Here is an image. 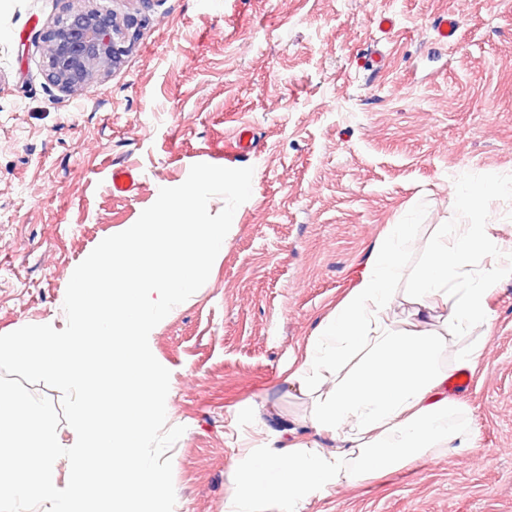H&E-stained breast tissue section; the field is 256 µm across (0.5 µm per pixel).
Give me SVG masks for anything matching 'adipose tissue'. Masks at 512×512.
<instances>
[{
	"instance_id": "adipose-tissue-1",
	"label": "adipose tissue",
	"mask_w": 512,
	"mask_h": 512,
	"mask_svg": "<svg viewBox=\"0 0 512 512\" xmlns=\"http://www.w3.org/2000/svg\"><path fill=\"white\" fill-rule=\"evenodd\" d=\"M415 243L413 225H390L288 376L309 402L311 427L332 447L297 441L285 428L279 449H245L229 512H306L331 488L473 448L469 411L445 388L452 372L477 369L483 344L473 332L489 325L491 288L512 278V261L483 263L495 246L485 224H442L425 267L407 279L402 255ZM403 279L407 288L396 292ZM398 298L410 307L401 321L386 314Z\"/></svg>"
}]
</instances>
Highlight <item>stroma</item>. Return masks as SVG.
Segmentation results:
<instances>
[{
    "label": "stroma",
    "instance_id": "obj_1",
    "mask_svg": "<svg viewBox=\"0 0 512 512\" xmlns=\"http://www.w3.org/2000/svg\"><path fill=\"white\" fill-rule=\"evenodd\" d=\"M110 14L121 63L75 96L49 86L42 36ZM392 16L391 31L377 20ZM454 16L457 36L435 24ZM385 59L379 71L360 58ZM255 147L233 151L241 128ZM253 167L207 282L152 331L170 372L174 512H227L244 443L330 447L288 382L318 323L389 225L461 224V180L503 187L482 214L512 244V0H0V335L63 329L72 271L192 165ZM139 184L113 195V167ZM460 399L476 443L331 489L308 512H512V278L491 290Z\"/></svg>",
    "mask_w": 512,
    "mask_h": 512
}]
</instances>
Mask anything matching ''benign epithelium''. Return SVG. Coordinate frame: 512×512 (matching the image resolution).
Returning <instances> with one entry per match:
<instances>
[{
    "instance_id": "obj_1",
    "label": "benign epithelium",
    "mask_w": 512,
    "mask_h": 512,
    "mask_svg": "<svg viewBox=\"0 0 512 512\" xmlns=\"http://www.w3.org/2000/svg\"><path fill=\"white\" fill-rule=\"evenodd\" d=\"M123 53L110 17L75 11L43 36L45 78L59 91L72 94L111 72Z\"/></svg>"
}]
</instances>
